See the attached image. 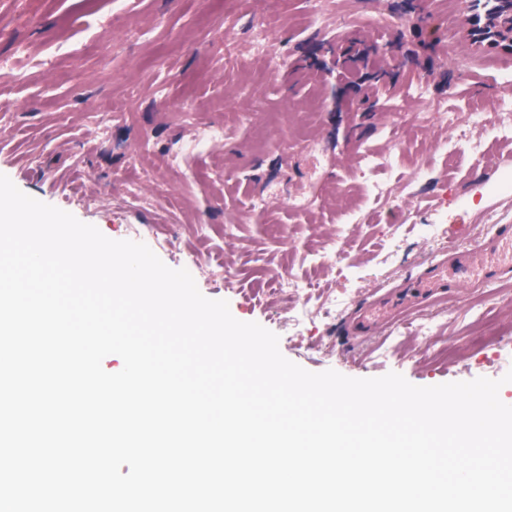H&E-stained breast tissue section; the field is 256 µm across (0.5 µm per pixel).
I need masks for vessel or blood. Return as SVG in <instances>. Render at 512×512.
<instances>
[{
	"label": "vessel or blood",
	"instance_id": "b4317fda",
	"mask_svg": "<svg viewBox=\"0 0 512 512\" xmlns=\"http://www.w3.org/2000/svg\"><path fill=\"white\" fill-rule=\"evenodd\" d=\"M512 272V225H495L485 242L466 251L453 263H436L413 287L401 290L366 309L358 322L365 329L393 317L398 311L417 307L428 296L447 293L451 286L472 282L490 285Z\"/></svg>",
	"mask_w": 512,
	"mask_h": 512
}]
</instances>
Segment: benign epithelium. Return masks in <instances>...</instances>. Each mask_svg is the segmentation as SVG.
<instances>
[{
	"instance_id": "7a95c632",
	"label": "benign epithelium",
	"mask_w": 512,
	"mask_h": 512,
	"mask_svg": "<svg viewBox=\"0 0 512 512\" xmlns=\"http://www.w3.org/2000/svg\"><path fill=\"white\" fill-rule=\"evenodd\" d=\"M458 38L473 51L512 54V0H497L495 12L483 10L482 0H461Z\"/></svg>"
}]
</instances>
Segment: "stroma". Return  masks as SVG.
Masks as SVG:
<instances>
[{"mask_svg": "<svg viewBox=\"0 0 512 512\" xmlns=\"http://www.w3.org/2000/svg\"><path fill=\"white\" fill-rule=\"evenodd\" d=\"M460 15V0H0V64L14 70L0 74V174L110 239L142 225L136 238L170 268L197 257L199 291L278 335L283 356L308 371L396 372L417 386L501 378L512 345L477 336L471 284L348 332L377 287L413 282L442 250L485 236L483 211L512 225V141L494 136L512 56L465 48ZM396 40L390 76L375 84L367 48ZM475 104L472 136L495 164L471 154L449 165L450 130L419 116ZM211 124L223 143L195 147ZM365 149L394 156L393 170L363 171ZM428 224L447 231L431 238ZM326 239L336 263L318 274L309 251ZM218 260L231 278L214 273ZM261 261L316 278L335 315L289 328L295 298L255 294ZM445 342L456 357H437Z\"/></svg>", "mask_w": 512, "mask_h": 512, "instance_id": "stroma-1", "label": "stroma"}]
</instances>
